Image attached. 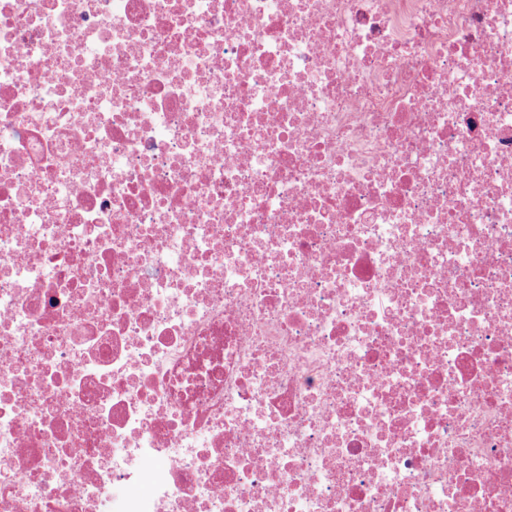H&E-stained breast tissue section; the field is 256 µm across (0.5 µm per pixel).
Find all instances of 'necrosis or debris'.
Returning a JSON list of instances; mask_svg holds the SVG:
<instances>
[{
	"instance_id": "obj_1",
	"label": "necrosis or debris",
	"mask_w": 512,
	"mask_h": 512,
	"mask_svg": "<svg viewBox=\"0 0 512 512\" xmlns=\"http://www.w3.org/2000/svg\"><path fill=\"white\" fill-rule=\"evenodd\" d=\"M0 512H512V0H0Z\"/></svg>"
}]
</instances>
